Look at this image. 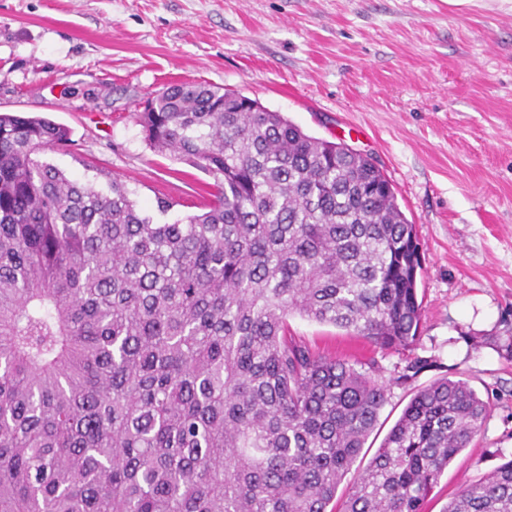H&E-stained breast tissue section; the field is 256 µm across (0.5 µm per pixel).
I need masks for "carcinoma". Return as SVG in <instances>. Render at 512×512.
Returning a JSON list of instances; mask_svg holds the SVG:
<instances>
[{"mask_svg":"<svg viewBox=\"0 0 512 512\" xmlns=\"http://www.w3.org/2000/svg\"><path fill=\"white\" fill-rule=\"evenodd\" d=\"M137 113L214 177L155 224L46 161L70 130L0 114V512H327L388 382L288 336L419 340L418 235L377 162L206 82ZM489 403L419 389L337 512H425ZM444 512H512V459Z\"/></svg>","mask_w":512,"mask_h":512,"instance_id":"carcinoma-1","label":"carcinoma"}]
</instances>
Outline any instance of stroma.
Listing matches in <instances>:
<instances>
[{
	"instance_id": "1",
	"label": "stroma",
	"mask_w": 512,
	"mask_h": 512,
	"mask_svg": "<svg viewBox=\"0 0 512 512\" xmlns=\"http://www.w3.org/2000/svg\"><path fill=\"white\" fill-rule=\"evenodd\" d=\"M174 81L241 92L371 155L393 184L423 258L416 345L384 351L297 316L289 333L389 381L367 453L437 379L489 401L426 502L443 512L512 458V0H0V113L69 128L47 161L100 188L118 178L158 224L201 212L212 180L136 121ZM412 357L434 365L407 380Z\"/></svg>"
}]
</instances>
